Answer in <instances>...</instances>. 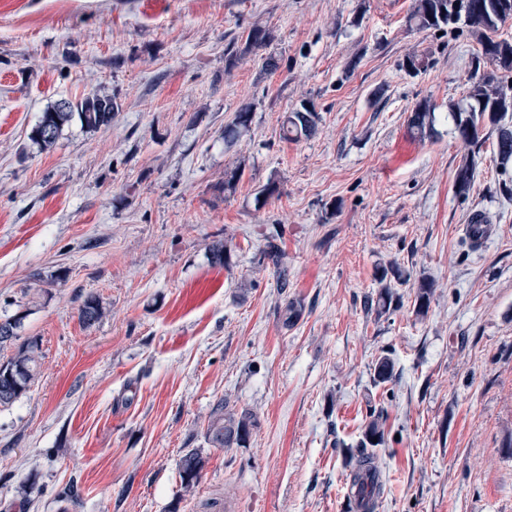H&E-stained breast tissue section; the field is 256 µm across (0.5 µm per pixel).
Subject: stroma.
Returning <instances> with one entry per match:
<instances>
[{"label":"stroma","mask_w":512,"mask_h":512,"mask_svg":"<svg viewBox=\"0 0 512 512\" xmlns=\"http://www.w3.org/2000/svg\"><path fill=\"white\" fill-rule=\"evenodd\" d=\"M414 5L0 0V318L22 316L41 348L30 389L0 407V512H209L216 498L353 512L345 459L374 409L376 512H512V165L485 133L457 197L469 148L448 106L465 105L478 46L459 26H410ZM255 26L269 43L227 65ZM411 54L428 68L407 73ZM92 92L116 97L110 126L75 120L50 150L32 145L47 106ZM424 98L434 131L419 140L407 121ZM303 103L316 133L281 139ZM246 104L249 130L225 144ZM476 211L481 249L466 234ZM273 230L284 290L261 259ZM224 238L226 268L209 253ZM391 261L406 279L382 311L370 301ZM423 277L435 291L421 317ZM89 295L104 315L86 326ZM385 352L395 376L377 384ZM221 399L255 414L245 446L206 440ZM191 449L206 465L186 496ZM476 152L473 151L472 155H468L457 167L454 179V187L456 195L466 198L474 185L475 175L477 170Z\"/></svg>","instance_id":"obj_1"}]
</instances>
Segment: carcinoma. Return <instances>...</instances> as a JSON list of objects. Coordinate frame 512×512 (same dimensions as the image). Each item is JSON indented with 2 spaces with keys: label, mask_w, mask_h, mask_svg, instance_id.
I'll return each mask as SVG.
<instances>
[{
  "label": "carcinoma",
  "mask_w": 512,
  "mask_h": 512,
  "mask_svg": "<svg viewBox=\"0 0 512 512\" xmlns=\"http://www.w3.org/2000/svg\"><path fill=\"white\" fill-rule=\"evenodd\" d=\"M512 19V0H416L410 21L419 30L439 29L443 26L463 24L469 35L481 47L478 55L493 65L491 70L475 67L469 78L470 87L466 106L451 107L454 130L461 140L470 146L481 144V133L487 129L497 134V157L502 169L512 160V41L498 35L500 26ZM119 111L116 97L91 93L77 102L61 101L47 107L32 128L29 139L42 151L52 148L63 127L76 119L87 130H97L112 124ZM434 107L427 101L418 102L408 119L413 138H423L433 131ZM319 116L305 103L286 113L282 123V138L298 142L312 136ZM251 124L250 107L235 113L233 120L224 126V142H234ZM477 170L476 155L463 159L457 167L454 179L456 195L467 197L474 185ZM278 236L267 237L262 256L272 262L280 288L288 287V266L285 253L277 243ZM215 265H231L232 248L228 241H217L209 248ZM401 281V269L394 263L382 269L379 282L383 283L376 303L383 310L400 301V298L384 284L388 277ZM435 282L418 281L415 292L416 314H427L434 294ZM103 308L98 299L88 296L79 308V319L91 325L102 318ZM23 317L15 315L0 320V348L20 339ZM40 345L37 339H27L14 354L0 365V406L14 403L30 388L39 367ZM395 377V363L389 355H383L375 366L374 380L385 383ZM256 425L250 411L240 413L220 400L212 409L207 427L208 441L217 448H231L244 444ZM384 443V430L380 416H374L365 425L359 441L361 451L347 460L353 478L365 473H376L375 457L368 452ZM206 460L199 453L189 451L179 464V476L184 492L191 494L198 485Z\"/></svg>",
  "instance_id": "cac0c4a2"
}]
</instances>
